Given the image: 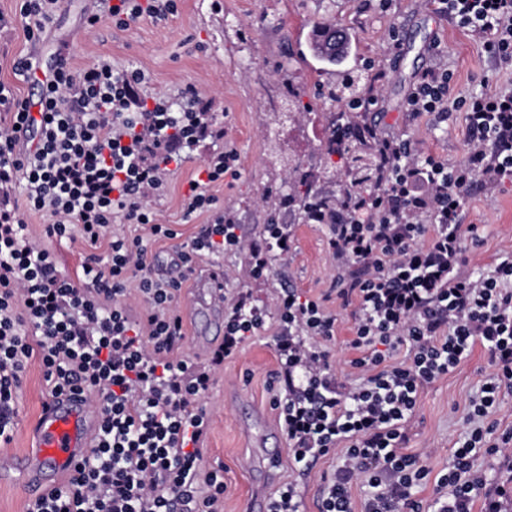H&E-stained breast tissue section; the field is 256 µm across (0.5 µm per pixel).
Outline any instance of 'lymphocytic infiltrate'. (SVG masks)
I'll use <instances>...</instances> for the list:
<instances>
[{"instance_id":"f902f5d3","label":"lymphocytic infiltrate","mask_w":512,"mask_h":512,"mask_svg":"<svg viewBox=\"0 0 512 512\" xmlns=\"http://www.w3.org/2000/svg\"><path fill=\"white\" fill-rule=\"evenodd\" d=\"M439 12L471 31L499 67L512 69V0H436ZM176 0H118L115 26L175 13ZM443 66L418 74L408 112H465L471 133L466 160L450 165L414 154L410 140L375 139V188L353 190L330 211L310 215L329 225L332 256L360 267L338 277L337 295L355 307L351 362L360 381L343 382L322 348L335 316L284 289L274 303L273 337L283 394L273 404L299 474L310 462L344 447L343 464L325 481L322 512H352L349 485L364 476L365 512H502L512 488L475 471L477 456L512 450V432L488 418L502 386L512 385V256L494 270L464 273L463 220L477 186L512 179V90L449 98ZM137 69L101 60L73 67L60 56L46 74L40 114L0 83V444L10 441L14 402L33 353H40L51 394L99 400L93 444L67 481L35 498L28 512H223L224 481L206 468L209 415L200 399L226 359L263 329L266 309L245 292L224 301V341L207 361L177 354L182 317L174 301L182 282L156 277L141 239L112 233L114 223L147 225L153 237L174 238L152 201L173 168L208 140L218 147L202 160L184 199L186 213L214 210L211 184L231 173L235 150L220 147L212 101L186 88L179 102L143 90ZM25 192L24 202L14 198ZM53 219L33 236L24 211ZM185 244L181 267L205 256L244 252L245 276L271 271L269 254H287V225L271 224L264 243L244 237L231 208ZM78 230L89 245L111 236L107 258L90 255L84 282L61 275L47 239ZM144 299L131 318L125 297ZM409 344L406 363L386 365L387 350ZM482 346L496 368L470 402L476 426L453 452L429 503L414 487L429 471L402 453L419 390L448 374Z\"/></svg>"}]
</instances>
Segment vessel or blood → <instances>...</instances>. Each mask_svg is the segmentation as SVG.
<instances>
[{"mask_svg": "<svg viewBox=\"0 0 512 512\" xmlns=\"http://www.w3.org/2000/svg\"><path fill=\"white\" fill-rule=\"evenodd\" d=\"M224 272L212 266L195 273L194 306L196 347L208 346L210 328L224 324ZM97 409L81 394L47 400L36 423L30 450L1 467L21 480L28 492L39 496L58 484L91 446L97 429Z\"/></svg>", "mask_w": 512, "mask_h": 512, "instance_id": "b4317fda", "label": "vessel or blood"}]
</instances>
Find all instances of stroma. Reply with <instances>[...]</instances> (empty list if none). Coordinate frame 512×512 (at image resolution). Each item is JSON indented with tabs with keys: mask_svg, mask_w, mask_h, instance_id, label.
<instances>
[{
	"mask_svg": "<svg viewBox=\"0 0 512 512\" xmlns=\"http://www.w3.org/2000/svg\"><path fill=\"white\" fill-rule=\"evenodd\" d=\"M107 0H61L50 29L30 38L19 16L17 0H0V82L17 96L32 98L30 80L15 73L20 58L40 61L49 69L56 54L70 57L84 67L107 59L132 66L146 74L148 92L178 98L192 85L215 101L217 124L223 142L236 149V178L211 185L209 192L220 206L232 207L241 232L262 239L266 224L289 225L288 255L272 263V272L261 279L226 282V294L247 289L254 304L272 306L284 279H291L306 296L319 300L337 317L336 333L324 341L334 365L347 382L357 375L349 362L356 357L350 346L353 310L336 298V275L341 260L327 246L329 228L304 220L297 204L288 200L290 189L311 190L334 198L349 181L352 160L334 147V121L347 108L346 101L331 100L342 70L360 75L359 94L373 99L359 123L380 134H405L418 154H435L448 163L463 162L470 135L463 113L448 117L421 114L410 117L403 105L416 77L436 63L453 74L452 92H481L484 75H495L498 85L512 86V74L498 73L495 59L476 39L448 16L440 14L433 0H177V12L164 21L142 18L121 29L105 18ZM103 14V22L86 28L88 14ZM333 25L345 31L351 54L335 68L324 69L307 49L309 30ZM403 43L398 59H389L392 33ZM386 71L384 79L372 78L368 63ZM209 145L192 152L153 205L162 211L176 232L175 238H150L144 226L125 228L127 238H142L149 262L165 260L173 250L192 240L208 216H185L183 198ZM467 223L476 225L477 237L468 245L467 271H490L504 257L512 256V181L480 191L469 203ZM51 249L59 271L79 281L90 253L107 256L108 241L90 249L81 239H56ZM279 363L271 332L246 342L229 358L202 400L210 415L204 458L224 476L223 512H249L256 492L274 493L289 480L291 464L284 450L288 439L280 429L272 405L279 384ZM494 372L487 352L474 347L470 357L447 375L424 386L409 423L404 453L423 458L430 471L414 488L415 499L429 502L437 480L447 472L452 452L472 427L468 405ZM49 388L39 356L26 366L15 408L10 443L0 446V459L27 452L29 431ZM281 449L279 463L270 477L259 471L266 449ZM343 448H336L310 465L298 480L300 512H321L323 486L320 474L334 473L343 463Z\"/></svg>",
	"mask_w": 512,
	"mask_h": 512,
	"instance_id": "35a3bbf8",
	"label": "stroma"
}]
</instances>
